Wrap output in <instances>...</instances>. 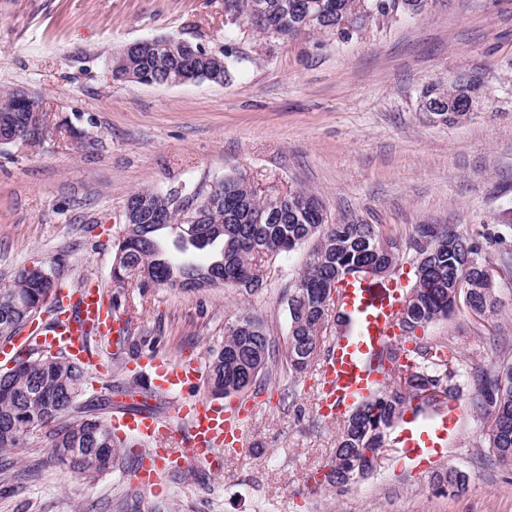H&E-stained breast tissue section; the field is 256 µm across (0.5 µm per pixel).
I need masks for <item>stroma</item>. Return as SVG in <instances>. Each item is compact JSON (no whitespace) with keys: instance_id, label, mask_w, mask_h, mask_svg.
Segmentation results:
<instances>
[{"instance_id":"stroma-1","label":"stroma","mask_w":512,"mask_h":512,"mask_svg":"<svg viewBox=\"0 0 512 512\" xmlns=\"http://www.w3.org/2000/svg\"><path fill=\"white\" fill-rule=\"evenodd\" d=\"M224 32V0H0V91L39 98L52 130L38 146L0 147V283L56 261L64 291L96 281L112 293V245L130 193L239 175L264 194L310 190L330 221L371 224L402 244L414 225L448 224L484 235L491 260L512 251V93L494 92L455 122L419 107L422 90L455 71L512 82V0H428L348 41L241 30L222 83L146 85L108 66L125 45L170 35L219 52ZM309 251L274 257L252 294L221 284L125 288L131 345L116 350L96 336L91 351L111 356L110 384L139 388L132 408L171 418L172 396L150 392L129 360L157 352L207 365L225 324L246 314L285 349L286 300ZM494 288L497 314L463 306L418 336L452 338L470 368L511 359L512 274L495 271ZM286 368L234 395L256 406L241 447L163 473L164 492L134 482L141 448L121 449L115 467L88 480L55 463L41 435L0 455V512H512V473L482 459L484 422L468 387L455 403L458 431L432 468L394 445L369 479L315 487L338 426L319 413L317 369L292 380ZM448 468L467 474L466 494L436 493L433 475Z\"/></svg>"}]
</instances>
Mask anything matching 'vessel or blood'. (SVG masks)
<instances>
[{
  "label": "vessel or blood",
  "mask_w": 512,
  "mask_h": 512,
  "mask_svg": "<svg viewBox=\"0 0 512 512\" xmlns=\"http://www.w3.org/2000/svg\"><path fill=\"white\" fill-rule=\"evenodd\" d=\"M404 302V285L395 283L380 294H372L366 280L351 276L341 282L338 306L350 319L347 332L333 341L322 365V414L337 417L377 388L386 376L376 356L396 335V320ZM66 312L54 321L18 334L11 344L0 348V362H10L32 348L62 350L75 356L86 353L89 335L99 336L112 345L124 343L130 326L113 309L101 288L90 285L63 297ZM154 386L163 392L179 393L198 385L203 378L198 364H180L158 356L144 358ZM178 424L160 422L149 413H127L115 419L118 427L136 433L149 445L140 461L138 476L142 485L155 486L163 471L192 464L210 463L216 453L237 449L246 426V414L227 410L204 399L178 401ZM457 421L435 418L427 430H408L401 436L406 453L414 459L433 456L454 436Z\"/></svg>",
  "instance_id": "1"
}]
</instances>
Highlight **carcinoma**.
<instances>
[{
    "mask_svg": "<svg viewBox=\"0 0 512 512\" xmlns=\"http://www.w3.org/2000/svg\"><path fill=\"white\" fill-rule=\"evenodd\" d=\"M353 0H224V15L232 14L258 36L279 39L302 34L334 33L349 40L361 32L366 21L352 16ZM420 0H365L369 20L385 21L404 11L405 4ZM274 13L264 21L256 19L259 5ZM223 68L212 67L211 51L200 47L193 55L176 53L167 41L157 42L149 51L129 57L134 73L167 80L202 81L230 77L236 23L226 24ZM422 97L442 119L469 109L468 88L455 81L441 82L426 89ZM38 102L27 105L16 92L0 96V114L16 117L19 140L38 144L47 127L46 113L38 114ZM219 198L207 202L206 224H181L180 204L203 200L201 192L187 184L162 193L161 203L170 206L168 224H135L131 232L114 244L121 254L111 268L114 280L136 283L140 288L166 285L182 288L192 277L223 279L227 287L251 294L264 287L265 262L316 239L308 258L288 293L289 332L286 361L292 375L306 370L320 355L324 333L331 317L339 326L348 325L341 312H331V298L324 288L339 284L348 274L365 275L382 263L398 267L403 255L397 240L379 237L371 224H325L327 218L305 208L314 194L296 189L284 195L261 196L241 176L220 180ZM437 240L423 242L426 225L418 224L409 236L416 282L398 319L404 337L455 312L454 298L461 284L469 289V307L476 314L495 313L500 299L494 289L484 288L479 278L491 265L479 242L448 224L439 225ZM50 295L59 297L54 266L36 264L19 268L0 285V338H11L40 311ZM274 341L263 320L244 315L225 326L224 346L210 354L206 382L213 395L242 392L268 371ZM399 348L389 347L379 360L388 364L384 386L359 404L343 421L336 435V448L328 463L327 485L343 488L371 476L365 469L364 453L390 444V431L407 410L436 411L444 401L430 394L442 392L458 399L465 380L475 386L476 412L491 419L487 448L490 463L512 470V361L494 370L471 372L454 356L453 341L415 342L411 357L401 361ZM11 381L0 383V453L24 447L28 426L35 423L46 430L51 456L70 470L95 476L108 471L118 458L123 440L99 411L104 404L77 405L79 393L92 386L87 365L64 352L41 351L17 360ZM434 486L458 495L467 490L468 477L457 470L434 475Z\"/></svg>",
    "mask_w": 512,
    "mask_h": 512,
    "instance_id": "obj_1",
    "label": "carcinoma"
}]
</instances>
